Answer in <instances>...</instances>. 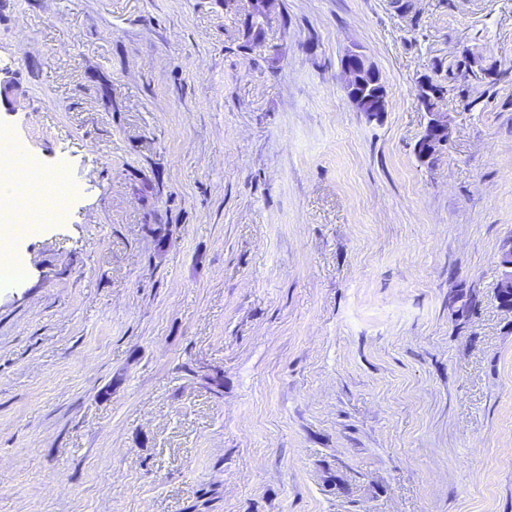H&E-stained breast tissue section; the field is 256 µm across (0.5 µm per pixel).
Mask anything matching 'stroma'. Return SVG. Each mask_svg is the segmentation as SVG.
<instances>
[{
    "label": "stroma",
    "mask_w": 512,
    "mask_h": 512,
    "mask_svg": "<svg viewBox=\"0 0 512 512\" xmlns=\"http://www.w3.org/2000/svg\"><path fill=\"white\" fill-rule=\"evenodd\" d=\"M247 23L0 0V127L76 188L0 284V512H512V0ZM372 69H375V67L371 62L363 55L353 52L348 54L342 65L346 93L353 91L356 95L358 110L364 112L369 119L379 120L387 111L388 104L380 74L379 81L382 85V92L376 86L377 80L369 75ZM367 76H369L371 82L368 81ZM428 114L430 119L416 146V152L422 159H431L440 153L443 147L447 146L450 135L446 113L434 112L433 108H430Z\"/></svg>",
    "instance_id": "stroma-1"
}]
</instances>
